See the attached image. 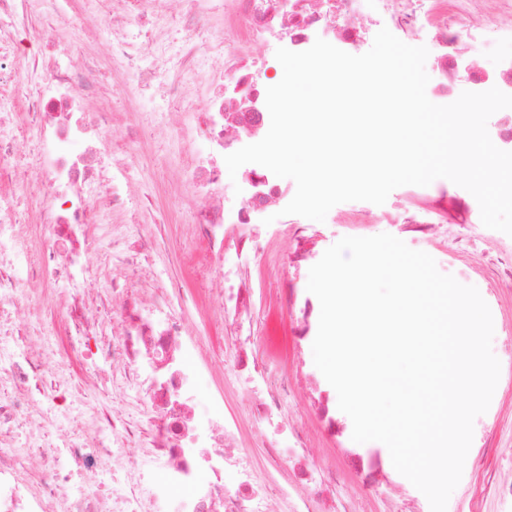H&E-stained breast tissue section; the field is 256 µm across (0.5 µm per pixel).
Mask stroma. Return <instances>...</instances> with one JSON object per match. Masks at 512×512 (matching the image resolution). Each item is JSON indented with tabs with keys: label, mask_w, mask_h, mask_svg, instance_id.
<instances>
[{
	"label": "stroma",
	"mask_w": 512,
	"mask_h": 512,
	"mask_svg": "<svg viewBox=\"0 0 512 512\" xmlns=\"http://www.w3.org/2000/svg\"><path fill=\"white\" fill-rule=\"evenodd\" d=\"M132 9L124 53H114L105 28L106 8ZM73 23L54 27L52 38L68 58L97 64L102 84L96 104L112 113L106 147L123 163L128 195L100 230L93 261L103 278L129 287H179L172 314L197 343L196 357L210 370L199 394L232 425L236 457L251 480L288 496V512H430L422 492L399 474L387 447L352 439V422L339 410L334 388L313 361L320 304L307 290L310 268L345 236L391 234L432 256L438 269L475 286L494 323L492 349L501 364L499 388L474 422L472 454L447 512H512V236L487 228L473 195L446 179L393 190L384 204L350 201L325 221L290 214L265 223L256 215L237 221L243 197L224 182V280L216 282L192 224L198 204L187 174L205 151L193 116L224 72L220 43H238L248 56L265 46L238 42L214 10L218 36L200 39L199 65L171 69L169 79L187 92L174 101L163 90H131L135 72L174 58L183 45L177 0H67ZM150 242L149 279L129 278L109 260L111 240ZM232 293L220 302L221 292ZM63 310L53 284L39 281L13 319L32 342L50 338L64 346ZM84 409L121 407L139 421L149 412L132 392L83 385ZM299 451L284 457L280 438Z\"/></svg>",
	"instance_id": "35a3bbf8"
}]
</instances>
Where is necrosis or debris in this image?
Returning <instances> with one entry per match:
<instances>
[{
	"label": "necrosis or debris",
	"instance_id": "obj_1",
	"mask_svg": "<svg viewBox=\"0 0 512 512\" xmlns=\"http://www.w3.org/2000/svg\"><path fill=\"white\" fill-rule=\"evenodd\" d=\"M210 0H187L190 26L177 66L199 64L198 33L210 20ZM228 15L246 38L294 52L324 39L343 51L365 50L370 26L387 27L405 39L429 34L432 101L452 97L461 85L484 92L498 88L512 95V54L493 68L483 56L492 51L486 22L498 16L512 22V0H225ZM45 32L26 18V0H0V322L28 299L35 277L50 278L63 302L67 354L46 344L42 356L29 354L21 339L0 344V385L16 389L0 399V512H155L161 491L180 492L179 512H241L252 502L262 512L266 490L250 479L228 489L224 475L231 458L233 431L224 416L199 407L207 385L196 344L179 317L169 314L172 296L161 291L147 309L127 289L101 293L102 281L90 266L97 228L124 189L99 150L112 115L92 110L99 89L93 68L64 63L44 48ZM269 60L251 62L236 48L224 49L225 91L195 115V128L209 150L195 161L191 181L200 200L195 232L214 271L224 268V152L242 139L267 130L266 90L272 84ZM24 110L36 130V148L19 159L13 148L15 110ZM46 174L32 187L25 171ZM241 219L281 202L284 192L274 174L249 170ZM39 201L37 218L46 228L38 275L17 268L19 203ZM120 343H113V333ZM79 359L106 376L119 364L125 385L150 407L141 423L105 410L93 417V442L56 439L65 403L55 385L66 376L67 359ZM156 458L161 471L144 470L142 454ZM35 455L40 472L29 479L20 460Z\"/></svg>",
	"mask_w": 512,
	"mask_h": 512
}]
</instances>
